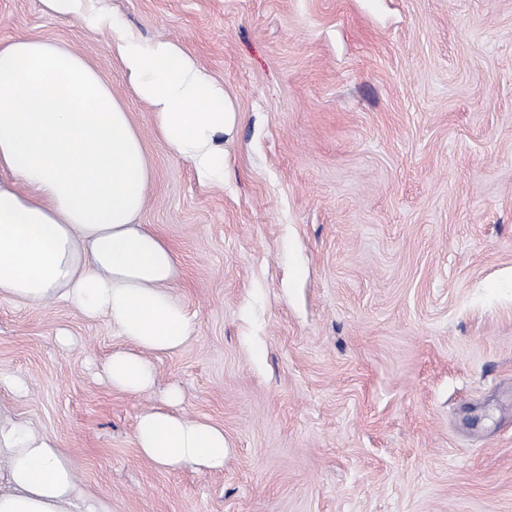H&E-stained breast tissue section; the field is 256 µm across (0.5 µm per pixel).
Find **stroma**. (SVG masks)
Here are the masks:
<instances>
[{"label": "stroma", "instance_id": "1", "mask_svg": "<svg viewBox=\"0 0 512 512\" xmlns=\"http://www.w3.org/2000/svg\"><path fill=\"white\" fill-rule=\"evenodd\" d=\"M103 4L223 83V186L159 141L107 35L0 0V44L68 46L130 113L194 332L131 396L106 319L0 298V372L28 382L0 418L110 512H512V0ZM170 386L223 428L222 471L141 457Z\"/></svg>", "mask_w": 512, "mask_h": 512}]
</instances>
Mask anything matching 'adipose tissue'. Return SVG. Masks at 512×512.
Instances as JSON below:
<instances>
[{"mask_svg":"<svg viewBox=\"0 0 512 512\" xmlns=\"http://www.w3.org/2000/svg\"><path fill=\"white\" fill-rule=\"evenodd\" d=\"M49 16L108 33L129 85L170 151L205 185L224 182V138L237 114L215 79L178 43L144 40L98 0H40ZM151 168L124 106L94 68L36 38L0 45V297L62 302L107 317L126 343L106 374L113 389L151 391L149 354L173 353L194 323L173 292L177 260L137 218ZM178 388L143 413L136 443L168 469L220 471L223 428L179 412ZM0 461L10 482L0 512H109L77 493V474L56 440L0 420Z\"/></svg>","mask_w":512,"mask_h":512,"instance_id":"obj_1","label":"adipose tissue"}]
</instances>
